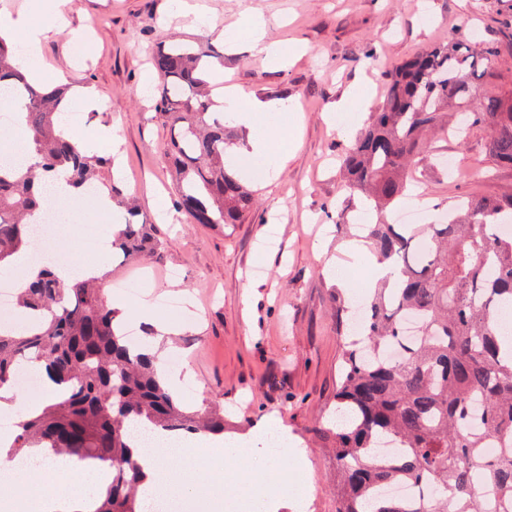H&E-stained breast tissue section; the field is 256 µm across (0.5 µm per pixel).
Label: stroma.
<instances>
[{"mask_svg":"<svg viewBox=\"0 0 512 512\" xmlns=\"http://www.w3.org/2000/svg\"><path fill=\"white\" fill-rule=\"evenodd\" d=\"M201 2L213 30L174 20L175 0H52L69 26L52 29L42 45L43 80L99 94L104 110L74 111L68 130L98 155H116L114 175L162 247L147 262L118 264L105 244L111 225L103 211L87 208L58 219L55 237L74 246L83 224L102 221L96 256L106 262L110 300L124 309L138 299L153 304L156 320L169 328L158 338L164 355L183 358L168 377L193 386L188 406L223 407L225 438L262 443V423L278 419L281 452L263 450L255 459L269 472L302 470L309 492L302 505L287 488H273L270 512H336L335 464L314 434L336 425L341 349L331 300L336 281L326 263L358 237L368 210L361 193L343 188L342 163L385 98L387 72L426 48L463 36L499 44L498 69L484 84L500 89L499 73L512 69V42L502 37L512 0ZM255 18L283 42L285 65L267 68L252 59L247 31ZM73 29L86 41L78 56L69 50ZM175 39L222 48L224 74L242 94L289 105L259 115L253 129L236 130L239 143L255 133L267 138L272 154L288 155L282 169L259 171L246 155H233L256 198L244 223L192 224L174 208L164 152L170 124L154 108L159 80L149 58ZM489 137L484 127L462 142L432 137L414 155L417 186L402 206L419 207L421 223L440 224L458 200L512 197V167L492 161ZM440 156L452 167L438 165ZM129 281L143 284L137 298L117 289ZM170 298L184 304L174 317L160 306ZM296 448L307 451L299 464L290 459Z\"/></svg>","mask_w":512,"mask_h":512,"instance_id":"obj_1","label":"stroma"}]
</instances>
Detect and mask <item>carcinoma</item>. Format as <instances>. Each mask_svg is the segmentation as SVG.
<instances>
[{
    "label": "carcinoma",
    "instance_id": "1",
    "mask_svg": "<svg viewBox=\"0 0 512 512\" xmlns=\"http://www.w3.org/2000/svg\"><path fill=\"white\" fill-rule=\"evenodd\" d=\"M499 46L468 39L434 47L397 65L384 104L371 113L346 159V186L383 209L401 199L416 149L446 132L445 110L458 109L463 137L490 130L489 154L512 166V88L489 92L483 79ZM156 109L171 119L165 145L176 177L178 210L193 224H240L253 194L225 165L233 129L224 117V52L188 44L155 52ZM67 88L28 81L0 35V95L24 110L26 164L0 165V263L29 248L46 187L64 177L86 193L106 188L125 210L112 253L126 262L157 253L152 225L111 182L112 160L66 132ZM445 224H367L365 238L389 275L366 301L362 329L348 331L349 307L336 301L341 355L336 409L342 427L319 440L335 462L336 512H493L512 504V353H501L504 314L512 307V199L461 200ZM21 325L0 330V387L23 361L40 367L57 393L37 417L15 423V456L43 446L48 456L112 467L95 512H143V474L130 432L150 424L171 434L224 433V410L191 411L158 374V350L125 339L115 309L93 280L60 283L49 270L23 293ZM501 439L498 451L487 442ZM413 501L387 496L395 484Z\"/></svg>",
    "mask_w": 512,
    "mask_h": 512
}]
</instances>
